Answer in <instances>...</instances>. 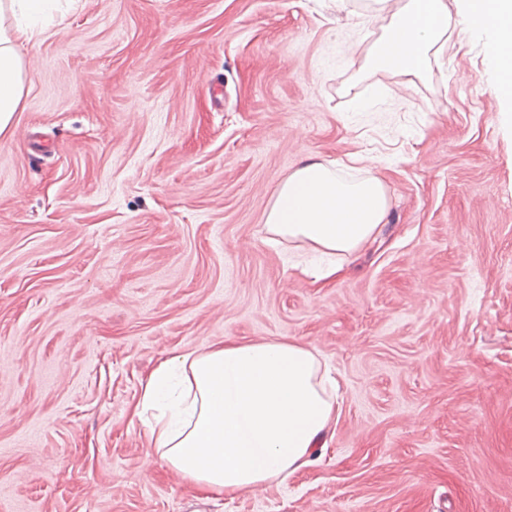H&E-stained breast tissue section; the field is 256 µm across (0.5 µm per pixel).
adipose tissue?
Wrapping results in <instances>:
<instances>
[{
	"mask_svg": "<svg viewBox=\"0 0 512 512\" xmlns=\"http://www.w3.org/2000/svg\"><path fill=\"white\" fill-rule=\"evenodd\" d=\"M373 2L382 34L369 49L349 46V56L379 73L421 79L431 56L452 48V31L483 35L496 97L512 102V0H463L456 16L448 0ZM54 7L55 0H0V134L27 92L22 50L45 34L42 20ZM387 210L380 177L368 171L348 180L334 163L311 157L281 182L266 227L332 257L368 242ZM318 370L299 344L228 338L159 363L134 412L151 413L149 450L198 492L233 495L308 464L317 437L336 419Z\"/></svg>",
	"mask_w": 512,
	"mask_h": 512,
	"instance_id": "ef3b65f1",
	"label": "adipose tissue"
}]
</instances>
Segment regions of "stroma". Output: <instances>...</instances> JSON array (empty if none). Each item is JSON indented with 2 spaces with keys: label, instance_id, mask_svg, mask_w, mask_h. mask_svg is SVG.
Returning a JSON list of instances; mask_svg holds the SVG:
<instances>
[{
  "label": "stroma",
  "instance_id": "35a3bbf8",
  "mask_svg": "<svg viewBox=\"0 0 512 512\" xmlns=\"http://www.w3.org/2000/svg\"><path fill=\"white\" fill-rule=\"evenodd\" d=\"M371 0H62L0 137V512H512V104L484 42L364 69ZM388 211L323 280L266 215L304 157ZM283 338L339 385L308 465L197 493L133 417L160 362Z\"/></svg>",
  "mask_w": 512,
  "mask_h": 512
}]
</instances>
